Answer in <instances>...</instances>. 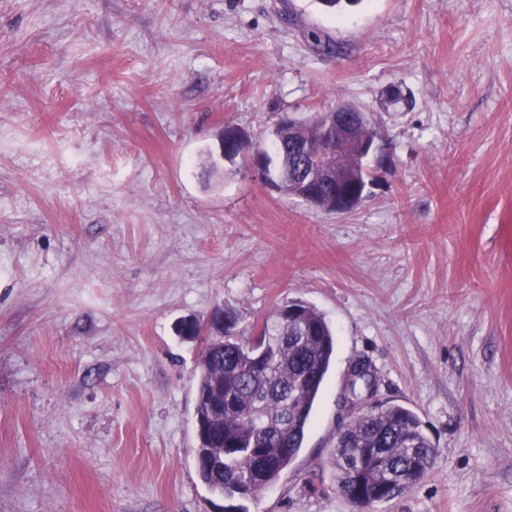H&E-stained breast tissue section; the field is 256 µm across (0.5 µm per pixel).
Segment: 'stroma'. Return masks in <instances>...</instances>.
Here are the masks:
<instances>
[{"label":"stroma","instance_id":"obj_1","mask_svg":"<svg viewBox=\"0 0 512 512\" xmlns=\"http://www.w3.org/2000/svg\"><path fill=\"white\" fill-rule=\"evenodd\" d=\"M340 102L391 162L337 215L248 157ZM294 299L335 358L248 512H358L334 448L359 357L438 449L369 512H512V0H0V512H213L175 328Z\"/></svg>","mask_w":512,"mask_h":512}]
</instances>
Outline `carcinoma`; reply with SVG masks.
<instances>
[{"label": "carcinoma", "mask_w": 512, "mask_h": 512, "mask_svg": "<svg viewBox=\"0 0 512 512\" xmlns=\"http://www.w3.org/2000/svg\"><path fill=\"white\" fill-rule=\"evenodd\" d=\"M339 104L323 112L322 122L336 125L350 145L330 150L328 137L281 118L270 136L275 151L276 187L286 196L318 197L316 208L332 212L331 201L373 184L367 150L377 130L357 112ZM318 162L324 171L309 183L303 168ZM187 336L201 337L209 351L199 363L195 423H210L196 437L193 457L201 481L228 501L224 512H246L240 500L257 498L294 462L305 439L311 413L332 365L336 337L324 314L301 300L277 307L251 328L224 310V342H212L198 325L183 324ZM437 449L419 417L397 404H380L350 421L335 447L338 490L360 509L390 499L391 486L418 484L433 468Z\"/></svg>", "instance_id": "obj_1"}]
</instances>
